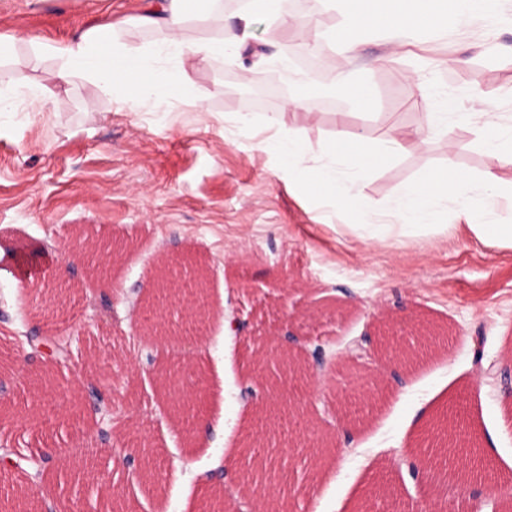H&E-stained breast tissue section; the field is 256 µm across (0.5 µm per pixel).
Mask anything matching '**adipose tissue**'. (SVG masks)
Segmentation results:
<instances>
[{
  "mask_svg": "<svg viewBox=\"0 0 512 512\" xmlns=\"http://www.w3.org/2000/svg\"><path fill=\"white\" fill-rule=\"evenodd\" d=\"M491 5L492 0H344L345 24L339 44L343 51L356 53L355 33L376 20L389 21L412 33L437 31L452 22L461 24L487 16ZM195 18L190 0H160L157 7L137 19L138 24L163 32L162 38L148 47L129 49L118 36L121 26L117 23L89 28L64 43L36 39L32 46L38 54L54 60V77L59 83L87 80L112 89L120 102L132 109L145 104L168 106L176 101L189 105L193 99L183 81L185 63L239 56L250 38L244 29L217 38L186 41L181 31ZM273 123L276 133L262 139L259 146L280 160L289 185L331 199L336 209L350 216L357 230L368 228L376 212L362 193L365 176L380 163L418 145L422 137L421 131L393 126L385 140L372 143L363 135L340 131L329 143L316 148L287 127L283 118H274ZM482 145L490 161L483 176L485 190L494 196H512V183L501 181L495 172L496 167L512 165V124H501L496 113H485ZM445 151L441 167L425 170L416 181L399 187L395 223L442 231L438 204L451 201L458 218L476 238L512 248V223L479 222L469 194L472 177L454 163L453 145H446ZM317 155L323 157V164H313Z\"/></svg>",
  "mask_w": 512,
  "mask_h": 512,
  "instance_id": "obj_1",
  "label": "adipose tissue"
}]
</instances>
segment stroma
Listing matches in <instances>:
<instances>
[{"instance_id":"stroma-1","label":"stroma","mask_w":512,"mask_h":512,"mask_svg":"<svg viewBox=\"0 0 512 512\" xmlns=\"http://www.w3.org/2000/svg\"><path fill=\"white\" fill-rule=\"evenodd\" d=\"M145 2L0 0V35L15 40L7 71L19 91L15 112L0 117V381L16 410L0 417V456L13 461L0 470V498L24 494L27 512H115L96 495L101 478L118 489L122 512H199L212 493L208 475L220 471L219 495L237 512L240 461L228 452L259 436L281 442L295 512H356L377 482L390 490L378 512H430L438 488L430 476H410L405 446L455 403L469 442L487 453L492 480L512 486V249L474 238L449 201L440 205L447 233L396 227L365 246L346 213L290 188L279 160L259 149L262 133L235 122L240 112L278 115L299 90L309 110L286 124L314 145L338 130L378 138L393 123L425 126L444 95L461 113L485 111L491 96L496 112L512 116V0H496L493 17L415 39L364 30L355 59L336 43L337 0H284L280 17L253 16L254 48L283 51L293 63L332 62L365 87L364 102L339 95L324 72L298 88L270 66L248 73L223 57L186 66L198 106L132 110L89 82H56L53 61L29 43H63L119 21L128 48L146 46L162 33L137 24ZM302 25L316 41L295 36ZM32 85L47 102L39 112L25 98ZM448 141L473 177L481 220L512 222V201L483 188L489 160L479 123L450 120ZM444 144L411 147L365 178L376 222L389 221L398 187L443 163ZM78 235L116 247L111 288L68 262ZM47 254L64 262L73 284L61 313L38 285L22 287L13 275L20 256ZM176 255L208 267L199 337L141 335L154 272ZM312 300L328 306L310 319L303 311ZM418 316L446 328L441 347L408 367L379 364L369 384L349 383L359 369L347 359L354 344L369 345L380 323ZM234 319L243 333L231 330ZM37 333L72 340L68 362L56 369L61 383L87 392L100 381L110 386L101 415L111 419L121 455L100 449L95 420L76 417L65 399L44 404L33 385L43 360L30 355ZM277 333L288 334L295 352L325 350L302 396L285 383L271 391L259 383L254 353ZM189 365L203 372L202 406L223 416L220 434L202 436L201 418L178 419L160 392L163 368ZM317 437L341 450L318 487L296 469L301 448ZM44 452L55 466L41 473Z\"/></svg>"}]
</instances>
